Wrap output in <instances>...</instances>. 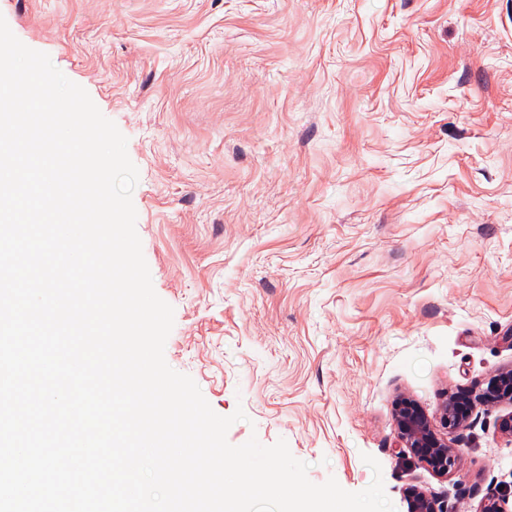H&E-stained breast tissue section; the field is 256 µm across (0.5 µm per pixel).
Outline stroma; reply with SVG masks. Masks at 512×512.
Returning <instances> with one entry per match:
<instances>
[{"instance_id":"1","label":"stroma","mask_w":512,"mask_h":512,"mask_svg":"<svg viewBox=\"0 0 512 512\" xmlns=\"http://www.w3.org/2000/svg\"><path fill=\"white\" fill-rule=\"evenodd\" d=\"M127 137L136 230L174 309L165 359L227 440H285L317 484L382 467L476 512L512 505L478 411L457 473L398 457V395L512 367V0H0Z\"/></svg>"}]
</instances>
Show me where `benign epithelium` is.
Returning a JSON list of instances; mask_svg holds the SVG:
<instances>
[{
  "label": "benign epithelium",
  "mask_w": 512,
  "mask_h": 512,
  "mask_svg": "<svg viewBox=\"0 0 512 512\" xmlns=\"http://www.w3.org/2000/svg\"><path fill=\"white\" fill-rule=\"evenodd\" d=\"M512 405V368L495 374L484 388L448 393L434 416L413 399L400 396L394 405V426L400 447L411 458L440 477L456 472L459 449L451 439L468 426L480 408ZM408 512H448V506L434 494L418 487L407 492ZM478 512H508L504 499L491 490L483 498Z\"/></svg>",
  "instance_id": "1"
}]
</instances>
